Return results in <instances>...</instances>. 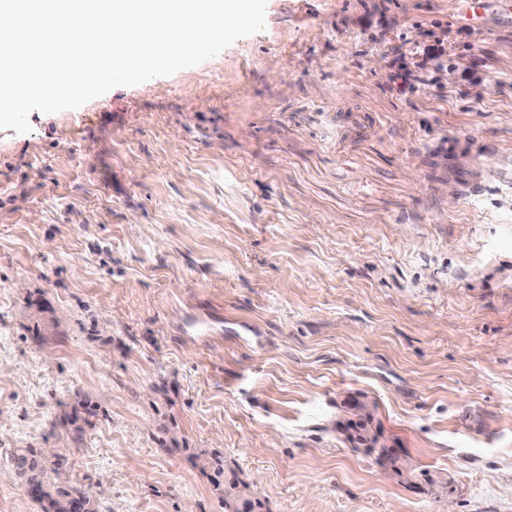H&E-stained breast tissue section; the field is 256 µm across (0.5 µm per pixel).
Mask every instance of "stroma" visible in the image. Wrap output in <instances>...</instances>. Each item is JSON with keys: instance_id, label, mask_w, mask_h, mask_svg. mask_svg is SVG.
<instances>
[{"instance_id": "obj_1", "label": "stroma", "mask_w": 512, "mask_h": 512, "mask_svg": "<svg viewBox=\"0 0 512 512\" xmlns=\"http://www.w3.org/2000/svg\"><path fill=\"white\" fill-rule=\"evenodd\" d=\"M456 7L267 0L199 65L0 130V512H42L19 448L98 512H224L195 448L262 512H512V29ZM438 23L447 70L401 88ZM349 396L412 476L346 441Z\"/></svg>"}]
</instances>
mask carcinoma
Returning <instances> with one entry per match:
<instances>
[{
  "mask_svg": "<svg viewBox=\"0 0 512 512\" xmlns=\"http://www.w3.org/2000/svg\"><path fill=\"white\" fill-rule=\"evenodd\" d=\"M93 405L83 399L64 413L63 423L70 426L76 433L83 431L82 423L86 415L91 413ZM348 442L359 445H373L371 452L377 456L388 458L392 470L401 475L403 462L398 456L399 449L389 445L385 440L380 426L375 424V418L364 416L359 421H349L341 426ZM48 449L19 448L13 454V462L17 474L25 480L28 494L39 502L42 512H96L94 501L89 493L76 485L58 481L57 475L66 464L60 455H47ZM193 458L204 467L213 469L212 483L215 490L224 495L225 512H257L262 502L255 493L249 491V486L239 490V481L232 477L224 480V461L219 456L205 448H198Z\"/></svg>",
  "mask_w": 512,
  "mask_h": 512,
  "instance_id": "1",
  "label": "carcinoma"
}]
</instances>
